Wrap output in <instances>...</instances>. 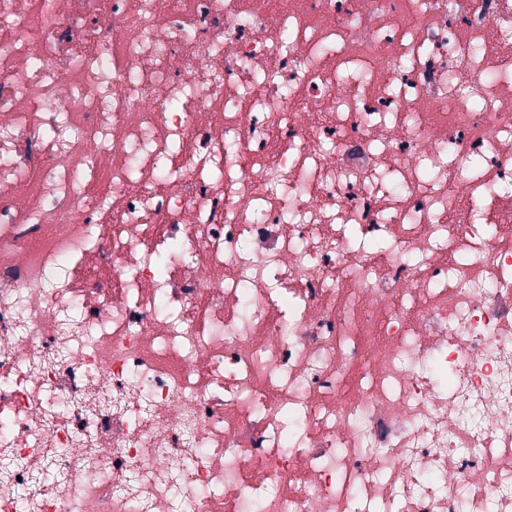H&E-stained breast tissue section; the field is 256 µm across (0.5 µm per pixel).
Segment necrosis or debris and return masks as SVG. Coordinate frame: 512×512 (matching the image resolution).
I'll return each instance as SVG.
<instances>
[{
	"label": "necrosis or debris",
	"mask_w": 512,
	"mask_h": 512,
	"mask_svg": "<svg viewBox=\"0 0 512 512\" xmlns=\"http://www.w3.org/2000/svg\"><path fill=\"white\" fill-rule=\"evenodd\" d=\"M0 512H512V0H0Z\"/></svg>",
	"instance_id": "4bbe7bcc"
}]
</instances>
